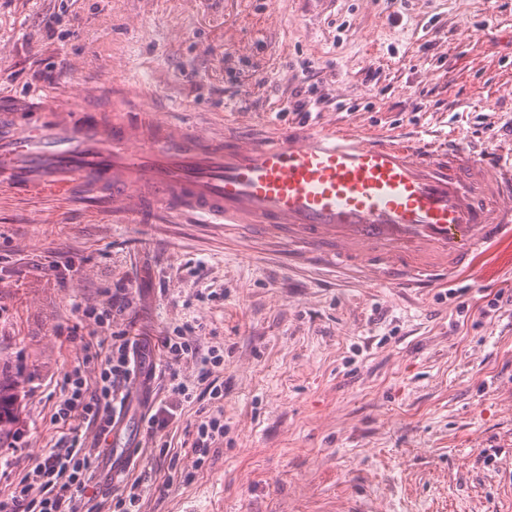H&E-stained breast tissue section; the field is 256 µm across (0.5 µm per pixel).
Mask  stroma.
<instances>
[{
  "instance_id": "35a3bbf8",
  "label": "stroma",
  "mask_w": 512,
  "mask_h": 512,
  "mask_svg": "<svg viewBox=\"0 0 512 512\" xmlns=\"http://www.w3.org/2000/svg\"><path fill=\"white\" fill-rule=\"evenodd\" d=\"M76 112L148 108L221 138L361 126L431 145L461 134L512 150V0H0V99ZM320 99L311 116L294 103ZM128 277L129 307L99 326ZM370 272L293 258L282 235L132 214L75 194L0 186V379L20 381L0 450V498L50 448L84 343L139 336L147 361L186 324L223 353L224 397L194 396L165 426L156 373L126 387L138 452L81 512H113L139 476V512H512V240L452 288L371 285ZM224 419L203 463L202 415Z\"/></svg>"
}]
</instances>
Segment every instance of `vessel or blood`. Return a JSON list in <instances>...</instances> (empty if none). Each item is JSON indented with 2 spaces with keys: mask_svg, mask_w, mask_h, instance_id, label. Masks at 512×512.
<instances>
[{
  "mask_svg": "<svg viewBox=\"0 0 512 512\" xmlns=\"http://www.w3.org/2000/svg\"><path fill=\"white\" fill-rule=\"evenodd\" d=\"M0 186L54 197L82 186L128 209L283 229L297 254L369 270L380 286L450 283L512 225V159L487 166L457 136L444 151L322 127L240 143L172 128L148 109L106 124L0 101ZM134 450L108 453L100 477Z\"/></svg>",
  "mask_w": 512,
  "mask_h": 512,
  "instance_id": "b4317fda",
  "label": "vessel or blood"
}]
</instances>
